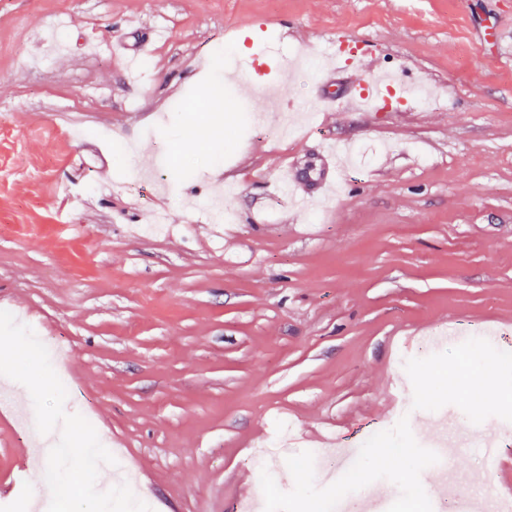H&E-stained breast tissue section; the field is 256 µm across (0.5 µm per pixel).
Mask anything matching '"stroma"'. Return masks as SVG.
<instances>
[{"mask_svg":"<svg viewBox=\"0 0 512 512\" xmlns=\"http://www.w3.org/2000/svg\"><path fill=\"white\" fill-rule=\"evenodd\" d=\"M423 81L427 104L322 111L365 72L332 36ZM512 0H0V310L61 340L65 410L91 418L153 512H324L295 455L355 444L361 493L434 475L419 398L512 424ZM151 66L136 69L137 56ZM306 107L274 136V92ZM349 140L335 188L312 180ZM298 154L310 200L288 212ZM222 190L232 220L196 201ZM458 339L420 353L440 330ZM411 369L400 375L402 359ZM413 452L381 474L366 437ZM26 440L0 410V486ZM464 489L504 498L470 445ZM333 57L336 56V61H341L342 65L336 67L335 71L338 70H352L360 71L365 65L368 58L367 52L359 46V50L356 53L349 54L342 47V42L336 38V44L332 43ZM393 428L386 426L373 432V436L383 445L386 459H395L403 456L409 450L402 440L394 438Z\"/></svg>","mask_w":512,"mask_h":512,"instance_id":"1","label":"stroma"}]
</instances>
